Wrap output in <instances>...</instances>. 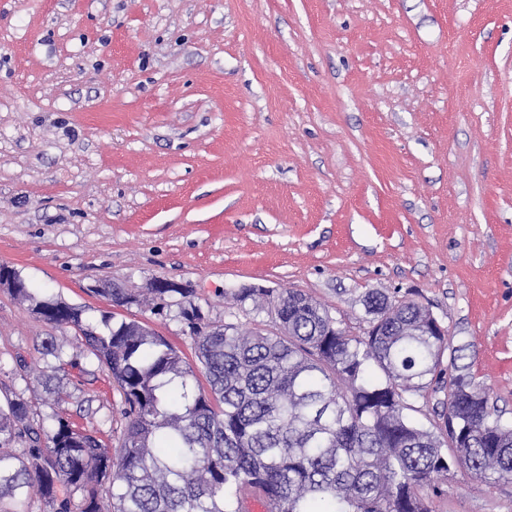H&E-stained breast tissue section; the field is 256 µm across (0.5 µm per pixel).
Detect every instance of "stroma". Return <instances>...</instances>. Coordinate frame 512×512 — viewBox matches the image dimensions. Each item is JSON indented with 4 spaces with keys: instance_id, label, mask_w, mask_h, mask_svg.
<instances>
[{
    "instance_id": "obj_1",
    "label": "stroma",
    "mask_w": 512,
    "mask_h": 512,
    "mask_svg": "<svg viewBox=\"0 0 512 512\" xmlns=\"http://www.w3.org/2000/svg\"><path fill=\"white\" fill-rule=\"evenodd\" d=\"M37 297L167 277L215 323L271 329L244 285L293 288L359 333L361 300L413 299L512 419V0H0V264ZM56 337L64 394L121 434L107 369L0 289V404ZM434 512H512V483L452 470Z\"/></svg>"
}]
</instances>
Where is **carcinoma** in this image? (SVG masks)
Segmentation results:
<instances>
[{
  "mask_svg": "<svg viewBox=\"0 0 512 512\" xmlns=\"http://www.w3.org/2000/svg\"><path fill=\"white\" fill-rule=\"evenodd\" d=\"M8 289L47 323L78 335L84 357L108 368L123 394L115 450L52 413L38 419L24 393L0 406V512H433L448 473L512 483V420L489 402L463 363L466 347L434 331L430 311L375 291L352 335L322 304L295 289L241 287L234 304L265 311L275 330L193 324L192 294L146 288L135 295L193 336L195 363L142 323H93L85 309L39 299L18 271ZM25 379L63 394L68 361L56 337L38 345ZM203 373V388L197 373ZM446 391L435 420L416 417L427 390ZM112 501V508L103 505Z\"/></svg>",
  "mask_w": 512,
  "mask_h": 512,
  "instance_id": "1",
  "label": "carcinoma"
}]
</instances>
